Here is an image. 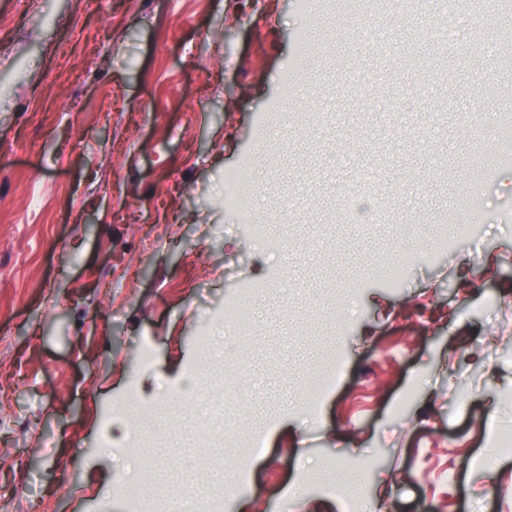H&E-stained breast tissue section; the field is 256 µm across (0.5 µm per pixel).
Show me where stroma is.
Returning <instances> with one entry per match:
<instances>
[{
  "label": "stroma",
  "mask_w": 512,
  "mask_h": 512,
  "mask_svg": "<svg viewBox=\"0 0 512 512\" xmlns=\"http://www.w3.org/2000/svg\"><path fill=\"white\" fill-rule=\"evenodd\" d=\"M398 4L0 0V512H131V464L153 512L187 488L214 512H345L356 487L376 512H512V454H489L512 428V164L466 216L478 237L442 244L474 151L498 150L470 118L512 54L432 45L445 15ZM364 159L392 249L333 220ZM231 304L256 321L248 373L186 399ZM237 422L263 457L225 446ZM116 489L134 507L135 511H146L145 508V478L142 476L124 475L116 484Z\"/></svg>",
  "instance_id": "1"
}]
</instances>
